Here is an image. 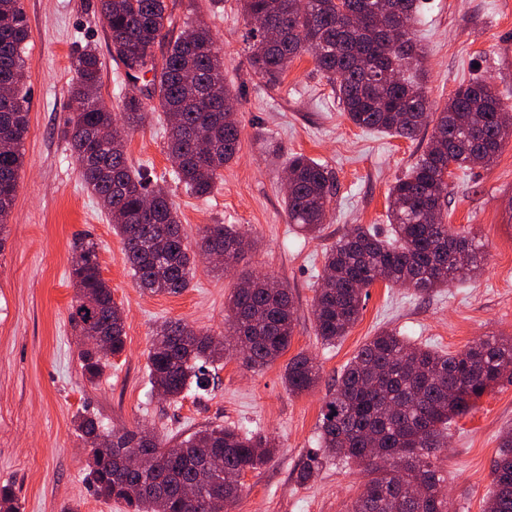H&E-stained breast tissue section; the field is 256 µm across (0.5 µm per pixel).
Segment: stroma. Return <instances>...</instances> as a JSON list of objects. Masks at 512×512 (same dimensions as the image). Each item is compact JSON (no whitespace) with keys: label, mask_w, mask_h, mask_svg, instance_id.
Listing matches in <instances>:
<instances>
[{"label":"stroma","mask_w":512,"mask_h":512,"mask_svg":"<svg viewBox=\"0 0 512 512\" xmlns=\"http://www.w3.org/2000/svg\"><path fill=\"white\" fill-rule=\"evenodd\" d=\"M95 2L21 0L31 33L30 114L18 190L0 237V486L12 489L21 512H66L71 504L79 512H125L123 504L97 498L89 488L88 453L73 425L87 410L106 429L142 424L176 440L218 424L274 437L277 456L245 474L230 512H349L364 480L360 466L325 457L308 484H299L297 473L317 447L322 406L337 375L362 345L382 329L447 353L480 338H512V141L492 166L449 181L448 229L478 244V273L426 298L375 283L348 335L323 344L315 331L313 298L326 250L356 224L389 235L388 191L427 150L432 130L424 128L410 140L356 127L308 54L290 64L279 84L267 85L249 65L237 0H168L177 22L209 25L223 50L224 76L241 124L238 158L208 197L169 185L187 242L195 244L205 225L233 224L256 246L236 272L214 270L203 260L184 292L147 293L130 272L120 237L81 181L68 145L74 56L88 47L96 51L103 64L98 94L112 111H119L132 88ZM421 2L413 30L423 51L431 108L441 109L459 85L474 79L487 80L512 99V0ZM163 133V118L153 110L127 136L130 164L155 179L171 168ZM292 153L336 175V193L317 238L288 221L283 182ZM85 232L99 245L101 275L122 307L125 331L122 354L93 383L82 375L78 338L69 323L72 242ZM242 271L288 286L295 328L285 355L257 372L225 360L207 390L188 392L175 403L161 400L146 368L155 327L180 319L224 335V303ZM300 353L316 359L322 379L311 391L292 395L282 376L288 360ZM510 426L507 383L452 423L440 453L452 512H484L491 461Z\"/></svg>","instance_id":"obj_1"}]
</instances>
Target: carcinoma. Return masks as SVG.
<instances>
[{
  "instance_id": "cac0c4a2",
  "label": "carcinoma",
  "mask_w": 512,
  "mask_h": 512,
  "mask_svg": "<svg viewBox=\"0 0 512 512\" xmlns=\"http://www.w3.org/2000/svg\"><path fill=\"white\" fill-rule=\"evenodd\" d=\"M111 48L145 89L122 99V122L102 102L89 98L102 80L101 62L85 50L71 63L70 151L85 187L121 237L127 263L140 287L179 294L194 277L196 254L224 256L228 270L243 258L247 242L232 224H208L197 252L189 251L165 183L132 168L126 132L147 117L155 100L166 123V153L172 175L194 196L209 195L224 166L240 149V122L233 93L224 83V58L209 27L198 23L169 37L174 24L167 0H97ZM419 0H240L252 41L249 64L270 84L299 55L308 53L338 92L357 127L413 139L434 123L428 149L389 189L390 237L357 224L326 251L324 274L313 299L317 336L334 344L348 335L363 309L364 289L378 281L406 286L426 297L477 274L479 248L448 233L442 211L448 203V166L489 167L512 139L503 120L506 104L486 81L460 85L443 111L430 112L420 82L405 72L421 66L411 22ZM30 29L20 0H0V241L16 197L29 129L23 92ZM165 44L161 61L153 49ZM284 204L291 224L323 231L335 177L303 155L288 157ZM70 278L76 289L69 322L82 338L78 356L89 382L124 350L122 308L102 278L98 244L84 236L73 247ZM225 326L243 367L262 369L288 349L293 332L288 286L244 273L225 306ZM229 347L182 320L165 321L147 353L152 387L175 401L196 385L209 386L207 366L224 361ZM320 369L306 354L288 361L283 382L299 395L316 387ZM512 383V339H479L456 353L419 347L393 330L372 337L344 366L320 423L319 448L299 469L305 484L319 456L334 454L363 466L367 480L350 512H450L445 476L437 465L448 427L502 381ZM75 427L89 447L88 481L105 500L126 512H226L239 498L241 475L271 462L278 445L261 433L208 426L171 447L142 430H105L91 414ZM142 449L139 467L126 456ZM224 457V474L204 485L193 503H181L183 486L195 482L207 459ZM485 512H512V429L502 432L491 465Z\"/></svg>"
}]
</instances>
